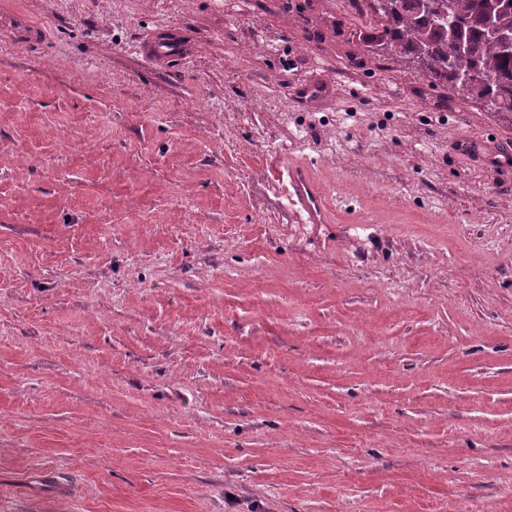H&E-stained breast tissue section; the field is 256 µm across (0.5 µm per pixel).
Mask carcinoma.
Instances as JSON below:
<instances>
[{
    "label": "carcinoma",
    "instance_id": "1",
    "mask_svg": "<svg viewBox=\"0 0 512 512\" xmlns=\"http://www.w3.org/2000/svg\"><path fill=\"white\" fill-rule=\"evenodd\" d=\"M371 31L368 40L395 46L416 62L433 86H457L473 77L458 96L494 112H512V49L492 38L489 24L512 33V8L493 0H350Z\"/></svg>",
    "mask_w": 512,
    "mask_h": 512
}]
</instances>
